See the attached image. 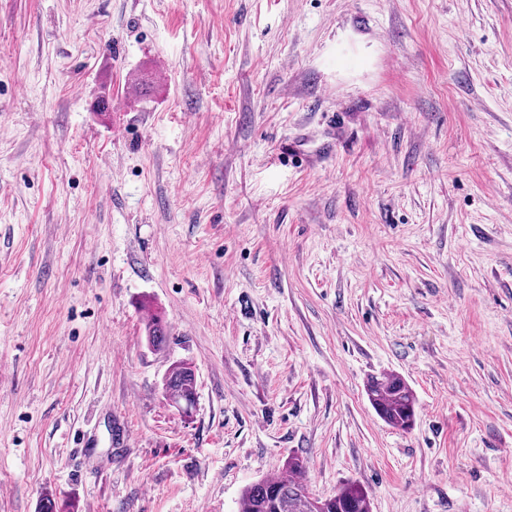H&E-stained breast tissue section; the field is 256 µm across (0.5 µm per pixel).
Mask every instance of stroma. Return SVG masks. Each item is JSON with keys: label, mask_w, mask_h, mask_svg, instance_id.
I'll use <instances>...</instances> for the list:
<instances>
[{"label": "stroma", "mask_w": 512, "mask_h": 512, "mask_svg": "<svg viewBox=\"0 0 512 512\" xmlns=\"http://www.w3.org/2000/svg\"><path fill=\"white\" fill-rule=\"evenodd\" d=\"M291 454L512 512V0H0V512H238ZM164 392L175 402L193 406L196 396V376L189 363L173 365L164 378ZM366 389L372 407L386 423L402 431L413 428L416 399L403 378L393 373L371 377Z\"/></svg>", "instance_id": "1"}]
</instances>
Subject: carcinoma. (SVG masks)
<instances>
[{
    "instance_id": "1",
    "label": "carcinoma",
    "mask_w": 512,
    "mask_h": 512,
    "mask_svg": "<svg viewBox=\"0 0 512 512\" xmlns=\"http://www.w3.org/2000/svg\"><path fill=\"white\" fill-rule=\"evenodd\" d=\"M146 330L152 347L159 348L166 342V328L160 317L150 318ZM163 388L174 402L193 405V367L183 362L173 365L164 378ZM366 389L372 407L386 423L402 431L413 428L416 399L403 378L393 373L372 377ZM305 472L304 460L298 455L289 456L285 474L267 476L244 489L239 512H371L370 498L360 484L347 482L335 495L321 498L310 490Z\"/></svg>"
}]
</instances>
